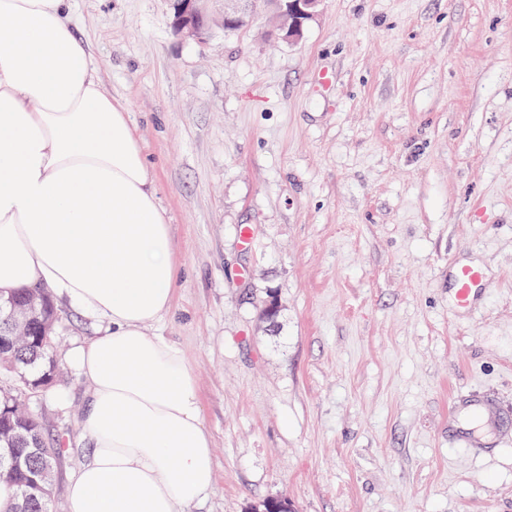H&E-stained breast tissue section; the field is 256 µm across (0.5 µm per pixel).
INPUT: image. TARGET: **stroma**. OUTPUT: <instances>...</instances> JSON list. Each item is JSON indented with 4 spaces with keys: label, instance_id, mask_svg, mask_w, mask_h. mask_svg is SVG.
<instances>
[{
    "label": "stroma",
    "instance_id": "obj_1",
    "mask_svg": "<svg viewBox=\"0 0 512 512\" xmlns=\"http://www.w3.org/2000/svg\"><path fill=\"white\" fill-rule=\"evenodd\" d=\"M73 7L175 244L149 333L190 363L217 477L187 512H512V0H323L293 44L267 8L225 30L224 0L202 44L171 0ZM58 310L25 402L65 441L66 512L89 448L68 357L100 322ZM482 273L472 266H460L455 271V294L458 306L468 308L475 300Z\"/></svg>",
    "mask_w": 512,
    "mask_h": 512
}]
</instances>
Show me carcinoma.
<instances>
[{
  "instance_id": "carcinoma-1",
  "label": "carcinoma",
  "mask_w": 512,
  "mask_h": 512,
  "mask_svg": "<svg viewBox=\"0 0 512 512\" xmlns=\"http://www.w3.org/2000/svg\"><path fill=\"white\" fill-rule=\"evenodd\" d=\"M16 301L34 310L37 320L30 335L12 343L7 324L0 322V372L9 375L13 387L42 392L57 372L54 357L58 310L50 292L24 289ZM65 452L60 439H48L40 421L8 394L0 396V479L14 490L10 512H51L55 468Z\"/></svg>"
}]
</instances>
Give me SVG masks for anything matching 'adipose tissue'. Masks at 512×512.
Returning a JSON list of instances; mask_svg holds the SVG:
<instances>
[{
  "label": "adipose tissue",
  "mask_w": 512,
  "mask_h": 512,
  "mask_svg": "<svg viewBox=\"0 0 512 512\" xmlns=\"http://www.w3.org/2000/svg\"><path fill=\"white\" fill-rule=\"evenodd\" d=\"M152 168L70 0H0V292L45 288L100 319L70 360L91 448L68 512H185L216 474L196 381L148 328L177 272Z\"/></svg>",
  "instance_id": "obj_1"
}]
</instances>
